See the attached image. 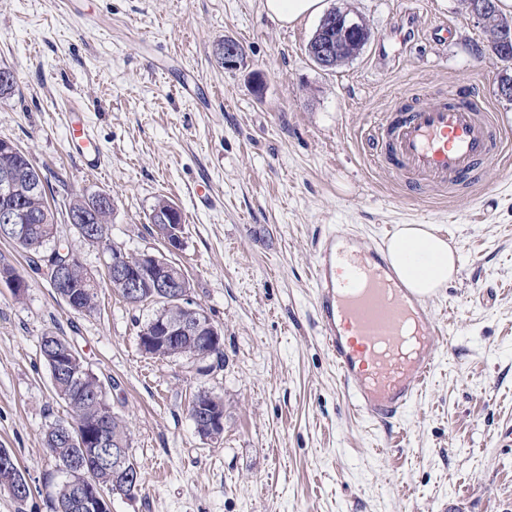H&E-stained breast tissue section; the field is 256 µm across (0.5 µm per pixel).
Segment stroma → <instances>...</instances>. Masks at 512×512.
<instances>
[{
  "instance_id": "1",
  "label": "stroma",
  "mask_w": 512,
  "mask_h": 512,
  "mask_svg": "<svg viewBox=\"0 0 512 512\" xmlns=\"http://www.w3.org/2000/svg\"><path fill=\"white\" fill-rule=\"evenodd\" d=\"M361 17L371 39L333 70L306 45L319 21L283 25L263 0H0V63L18 73L0 97V139L27 151L57 207L112 197L109 242L125 253L166 251L148 214L171 199L185 219L171 258L192 299L223 336L224 365L206 375L145 355L147 309L104 285L102 246L74 243L100 279L98 308L72 311L14 244L0 266V448L30 494L0 490V512H53L65 482L45 446L72 413L51 385L39 343L68 339L103 383L130 430L145 484L113 494L111 512H512V139L482 182L412 195L365 144L371 120L410 99L468 86L512 132L498 93L512 65L485 53L483 26L460 0H324ZM416 41L379 63L403 15ZM445 24L448 42L430 31ZM233 38L245 57L222 68L214 46ZM84 112L102 170L68 154L69 109ZM339 224L364 238L399 224H432L462 274L430 296L445 314L435 375L392 432L349 405L319 335L313 265ZM201 390L224 399V433L202 437L188 412Z\"/></svg>"
}]
</instances>
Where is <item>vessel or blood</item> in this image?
I'll return each instance as SVG.
<instances>
[{
	"label": "vessel or blood",
	"mask_w": 512,
	"mask_h": 512,
	"mask_svg": "<svg viewBox=\"0 0 512 512\" xmlns=\"http://www.w3.org/2000/svg\"><path fill=\"white\" fill-rule=\"evenodd\" d=\"M410 29L398 24L385 57L406 50ZM85 124L84 113L69 114L67 151L94 173L102 160ZM368 138L378 162L408 173L417 190L483 181L484 163L504 146L485 103L461 88L380 113ZM313 281L320 336L354 410L376 422L400 419L437 366L438 321L426 298L400 282L383 243L363 245L343 224L318 242Z\"/></svg>",
	"instance_id": "1"
}]
</instances>
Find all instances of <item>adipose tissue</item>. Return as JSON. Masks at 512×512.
Returning a JSON list of instances; mask_svg holds the SVG:
<instances>
[{
    "label": "adipose tissue",
    "instance_id": "1",
    "mask_svg": "<svg viewBox=\"0 0 512 512\" xmlns=\"http://www.w3.org/2000/svg\"><path fill=\"white\" fill-rule=\"evenodd\" d=\"M386 249L399 278L421 296L435 294L458 272L455 251L428 224L398 225Z\"/></svg>",
    "mask_w": 512,
    "mask_h": 512
}]
</instances>
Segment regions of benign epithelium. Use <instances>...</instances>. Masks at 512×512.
<instances>
[{
  "label": "benign epithelium",
  "mask_w": 512,
  "mask_h": 512,
  "mask_svg": "<svg viewBox=\"0 0 512 512\" xmlns=\"http://www.w3.org/2000/svg\"><path fill=\"white\" fill-rule=\"evenodd\" d=\"M468 14L480 21L490 40L499 45L512 42V20L501 15L496 19L489 18V4L486 0H469ZM224 56V68L233 70L243 60V48L233 39L224 40V47L220 49ZM336 53L330 41L316 40V53L314 61L325 69L333 68V57ZM10 228L12 237L23 239L27 234L26 225L22 224L21 215L15 211L0 213V235L4 229ZM73 262L72 253L59 246H54L36 258L43 275L52 286H57L63 273ZM109 266L112 270V280L120 284L127 302L138 306L143 298L150 296L161 299H172L176 306L173 316L151 323L141 329L142 338L139 343L145 348L166 350L172 348L176 339L181 336L193 338V343L211 348L222 349V334L212 322L208 313L195 305L191 299V282L186 275L175 272L171 263H164L154 253L144 252L133 264L127 258L111 255ZM187 363L191 369L199 374H208L221 366L219 356L214 352H193L186 355ZM202 418L207 421L210 437L218 438L224 433V409L215 408L211 404L202 407ZM62 433L69 442L81 448L83 443L93 444L90 458L78 462L74 459L68 461L66 470L81 477L84 469L112 468L115 475L130 472L127 464V450L124 448L109 449L106 447L107 434L104 425L97 422L89 427H78L74 424L62 426ZM0 483L14 491L18 497L26 494L28 482L18 472L14 465L13 454L7 448H0ZM106 489L99 486H90L78 480L67 486L69 497L68 507L74 512H110V501Z\"/></svg>",
  "instance_id": "obj_1"
}]
</instances>
